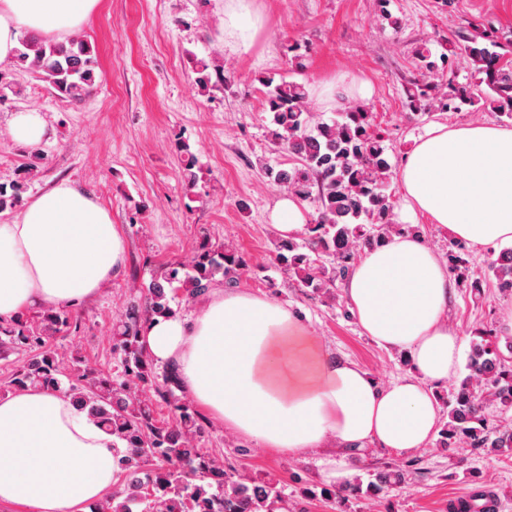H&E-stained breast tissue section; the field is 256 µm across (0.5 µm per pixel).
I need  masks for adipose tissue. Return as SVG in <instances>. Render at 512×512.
<instances>
[{"mask_svg":"<svg viewBox=\"0 0 512 512\" xmlns=\"http://www.w3.org/2000/svg\"><path fill=\"white\" fill-rule=\"evenodd\" d=\"M99 0H0V62L22 34L80 28ZM225 46L255 32L246 0L224 8ZM404 213L427 215L455 240L512 245V128L433 124L399 169ZM127 243L109 211L62 181L10 224H0V321L30 308L75 306L122 272ZM364 333L408 352L413 373L383 387L334 357L288 306L248 293H216L199 312L150 319L141 344L174 366L184 392L225 429L274 453L325 449L327 476L350 480L348 458L367 446L407 453L436 432L435 390L461 346L446 319L448 267L424 238L392 235L345 281ZM126 445L58 389L23 388L0 399V505L26 512H89L112 487Z\"/></svg>","mask_w":512,"mask_h":512,"instance_id":"obj_1","label":"adipose tissue"}]
</instances>
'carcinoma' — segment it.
I'll return each mask as SVG.
<instances>
[{"instance_id":"obj_1","label":"carcinoma","mask_w":512,"mask_h":512,"mask_svg":"<svg viewBox=\"0 0 512 512\" xmlns=\"http://www.w3.org/2000/svg\"><path fill=\"white\" fill-rule=\"evenodd\" d=\"M494 32L463 37L458 53L432 60L431 50H416L419 76L410 81L408 98L415 110L455 112L472 103L469 88L489 102L491 111L512 121V60L494 51ZM464 60L473 84L456 86L437 81L453 72L455 60ZM10 66L41 75L54 94L72 103L81 102L96 84L98 60L92 45L78 36L65 41L29 37L10 60ZM194 82L209 92L215 83H227L224 67L193 59ZM264 110L271 114L275 144L299 164L288 170L267 169L272 182L303 201H311L314 215L308 241L278 238L274 260L280 269L297 278L299 287L320 293L349 275L359 255L383 244L391 235H423L420 227L392 222L389 193L392 165L380 134L373 130V114L357 106L336 112L329 122L317 120L308 102L306 84L267 73L258 78ZM487 90H481V86ZM26 179L0 185V210L18 202ZM458 243L448 251L450 272L469 288L484 295L481 276L470 274ZM331 257L330 266H318L311 257ZM250 268L249 258L238 249L202 242L185 265L165 264L140 287L143 303L132 302L119 315L113 341L117 356L115 374L100 376L92 369H76L68 376L67 394L81 409L117 439L127 454L119 474L124 488L94 508V512H304L288 503L277 483L249 487L236 480V465L201 452L198 443L209 428L207 419L175 393L178 377L172 367L162 374L153 370L140 342L146 321L173 313L171 303L205 296L218 284L232 287L235 275ZM496 287L512 292V247L502 249L489 264ZM77 327L71 313L49 310L39 330L21 320L0 324V348L33 352L9 381V386L57 388L66 368L49 345L54 335ZM502 351L497 336L479 334L472 341L466 368L448 400L441 444L445 448H483L512 456V425L491 428L484 411L489 405L512 408V342ZM171 407L172 420L155 424L151 396Z\"/></svg>"}]
</instances>
